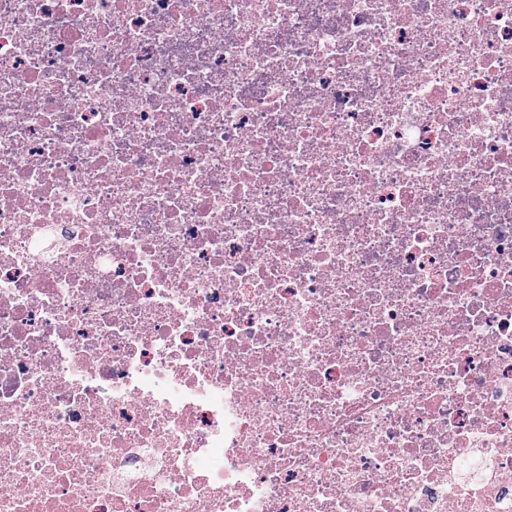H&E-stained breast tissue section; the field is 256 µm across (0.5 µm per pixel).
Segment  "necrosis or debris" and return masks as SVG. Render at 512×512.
<instances>
[{"label":"necrosis or debris","instance_id":"necrosis-or-debris-1","mask_svg":"<svg viewBox=\"0 0 512 512\" xmlns=\"http://www.w3.org/2000/svg\"><path fill=\"white\" fill-rule=\"evenodd\" d=\"M0 512H512V0H0Z\"/></svg>","mask_w":512,"mask_h":512}]
</instances>
